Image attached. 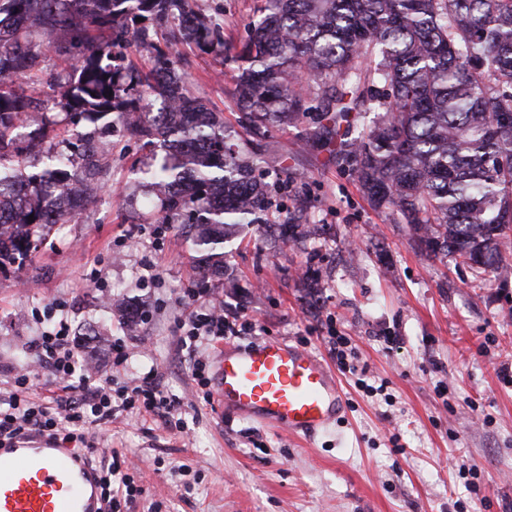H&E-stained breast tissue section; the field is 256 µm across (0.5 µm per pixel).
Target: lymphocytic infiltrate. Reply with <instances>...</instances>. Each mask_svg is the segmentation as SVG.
<instances>
[{
	"label": "lymphocytic infiltrate",
	"instance_id": "lymphocytic-infiltrate-1",
	"mask_svg": "<svg viewBox=\"0 0 512 512\" xmlns=\"http://www.w3.org/2000/svg\"><path fill=\"white\" fill-rule=\"evenodd\" d=\"M183 326L193 368L199 373L205 367L201 346L249 333L255 322L244 315L227 317L223 309L210 303L196 307ZM32 349L34 363L19 367L8 382V392L0 397V439H17L37 431L66 443L80 442L85 426L111 420L115 413L139 405L154 415L168 417L181 403L179 397L165 395L151 371L113 386L111 377L97 365L80 358L65 322L43 332ZM43 376L59 390L58 396L48 401L34 396ZM128 467V461L115 453L100 464L108 512H129L142 493Z\"/></svg>",
	"mask_w": 512,
	"mask_h": 512
}]
</instances>
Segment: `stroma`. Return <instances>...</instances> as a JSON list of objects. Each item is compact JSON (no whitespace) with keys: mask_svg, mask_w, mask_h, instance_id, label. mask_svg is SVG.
<instances>
[{"mask_svg":"<svg viewBox=\"0 0 512 512\" xmlns=\"http://www.w3.org/2000/svg\"><path fill=\"white\" fill-rule=\"evenodd\" d=\"M195 5L221 23L226 45L246 38L254 0ZM186 58L193 93L232 118L235 62ZM41 66V87L19 78L15 88L66 132L41 143L30 172L91 129L71 124L55 103L67 79L61 58L45 54ZM100 136L112 149L96 204L0 270V381L26 360L42 330L37 314L61 301L85 360L103 363L109 336L129 354L117 381L152 370L168 394H193L178 412L181 429L135 412L86 429L85 447L137 460L144 493L132 512H512V279L488 288L468 266L429 257L298 126L277 134L285 170L259 173L283 188L277 210L216 245L224 274L201 283L196 228L159 232L144 219V184L164 151L123 127ZM287 215L300 228L292 240L282 233ZM94 270L97 291L86 286ZM203 285L225 310L252 317L258 338L326 359L336 327L378 393L341 376L344 417L308 441L220 414L199 394L179 327L186 289Z\"/></svg>","mask_w":512,"mask_h":512,"instance_id":"1","label":"stroma"}]
</instances>
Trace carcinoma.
Listing matches in <instances>:
<instances>
[{
    "label": "carcinoma",
    "mask_w": 512,
    "mask_h": 512,
    "mask_svg": "<svg viewBox=\"0 0 512 512\" xmlns=\"http://www.w3.org/2000/svg\"><path fill=\"white\" fill-rule=\"evenodd\" d=\"M153 21L170 24L168 43L154 45L151 67L123 73L112 59L150 39ZM183 42L224 51L219 25L188 0H0V269L84 208L103 159L89 133L76 143L79 167L56 158L25 174L51 125L22 137L32 102L12 78L41 81L47 49L71 71L60 107L74 122L115 113L163 143L168 155L151 182L160 221L198 227L203 276L224 268L213 249L227 231L264 220L271 201L254 172L280 158H244L230 144L224 119L165 52ZM234 61L236 123L249 143L306 127L428 255L459 259L488 285L509 277L512 0H259ZM145 93L166 111H143Z\"/></svg>",
    "instance_id": "cac0c4a2"
}]
</instances>
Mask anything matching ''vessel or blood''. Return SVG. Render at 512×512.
I'll use <instances>...</instances> for the list:
<instances>
[{"label":"vessel or blood","mask_w":512,"mask_h":512,"mask_svg":"<svg viewBox=\"0 0 512 512\" xmlns=\"http://www.w3.org/2000/svg\"><path fill=\"white\" fill-rule=\"evenodd\" d=\"M212 400L220 411L310 438L346 410L340 381L324 359L287 340L257 338L220 348ZM89 448L34 432L0 443V512H104Z\"/></svg>","instance_id":"1"}]
</instances>
